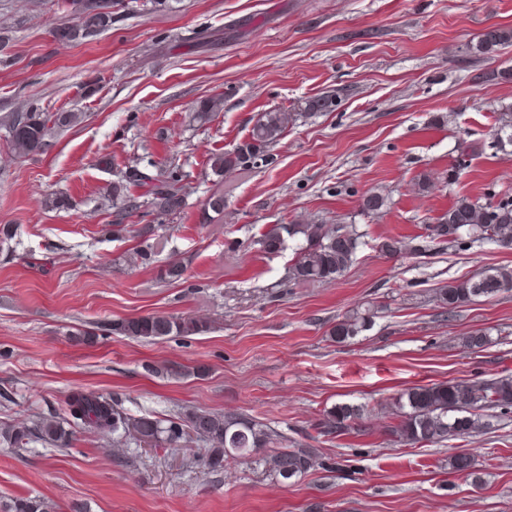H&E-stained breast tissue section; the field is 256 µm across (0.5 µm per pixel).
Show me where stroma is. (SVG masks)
<instances>
[{
	"mask_svg": "<svg viewBox=\"0 0 512 512\" xmlns=\"http://www.w3.org/2000/svg\"><path fill=\"white\" fill-rule=\"evenodd\" d=\"M65 0H0V115L37 103L83 113L42 154H15L0 135V428L63 408L76 389L122 398L132 415L165 419L190 406L244 413L306 439L335 464L282 483L261 468L206 469L201 443L149 450L84 435L73 448L0 443V502L45 499L51 512H512V418L445 444H393L399 392L432 383L512 375V292L447 315L435 291L512 248L467 251L427 240L428 224L462 194L512 195V160L492 146L512 108V46L469 54L491 25L512 28V0H175L118 19L89 42L52 36ZM336 95L338 107L298 120L272 165L224 178L211 154L247 136L259 113L294 111ZM221 99L210 122L196 103ZM467 168L456 183L449 169ZM172 162L190 174L186 206L157 232L153 266L130 265L138 241L115 233L102 191L120 169ZM387 196L365 216L364 195ZM73 209H49L50 194ZM224 212L203 223L210 197ZM335 219L363 235L350 267L295 285V241L266 254L253 242L275 224ZM390 239L418 253L386 255ZM173 262L176 282L156 269ZM374 306L368 330L336 342L344 316ZM152 313L211 321L210 332L144 342L99 324ZM98 330L90 346L69 341ZM487 330L490 345L463 346ZM153 365L155 374L145 372ZM205 365L202 377L168 367ZM363 407L355 428L321 435L324 410ZM470 453L472 484L448 468Z\"/></svg>",
	"mask_w": 512,
	"mask_h": 512,
	"instance_id": "35a3bbf8",
	"label": "stroma"
}]
</instances>
